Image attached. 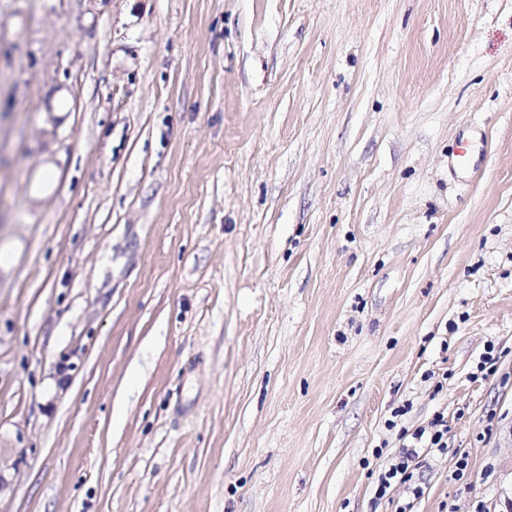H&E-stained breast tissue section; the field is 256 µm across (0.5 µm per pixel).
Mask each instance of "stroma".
Instances as JSON below:
<instances>
[{"label": "stroma", "mask_w": 512, "mask_h": 512, "mask_svg": "<svg viewBox=\"0 0 512 512\" xmlns=\"http://www.w3.org/2000/svg\"><path fill=\"white\" fill-rule=\"evenodd\" d=\"M404 404L448 453L379 500ZM0 458V512H503L512 0H0Z\"/></svg>", "instance_id": "35a3bbf8"}]
</instances>
